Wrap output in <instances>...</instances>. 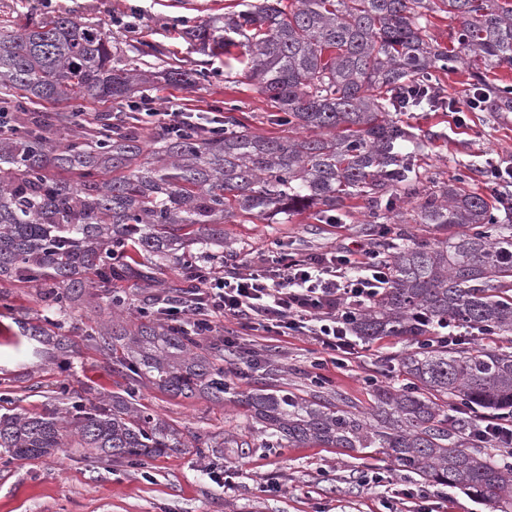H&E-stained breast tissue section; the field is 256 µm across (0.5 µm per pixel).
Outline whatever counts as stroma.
<instances>
[{"label":"stroma","mask_w":512,"mask_h":512,"mask_svg":"<svg viewBox=\"0 0 512 512\" xmlns=\"http://www.w3.org/2000/svg\"><path fill=\"white\" fill-rule=\"evenodd\" d=\"M244 0H0V20L20 27L45 15L70 13L100 23L119 41L131 39L158 46L167 57L188 68L214 70L215 78L199 87L165 85L159 98L184 101L193 111H210L218 104L235 109L256 132L286 134L283 126L264 123L273 103L243 77L246 59L240 47L210 57L193 50L188 27L240 10ZM145 12L136 33L116 26V19L133 9ZM486 112H469L463 122L446 110L403 113L404 123L428 134L425 150V191L464 180L471 191H491L486 170L512 166V112L501 100L489 102ZM378 227L363 221L361 206H350L340 223L326 224L317 208L290 216L282 224H266L239 216L224 227V251L244 261L277 247L291 252H322L364 239ZM38 289L19 283H0V391L19 411L41 413L62 391L92 385L115 390L117 378L88 334L107 319V311L82 308L68 322L71 344L68 360L33 357V341L24 337L20 319L40 309ZM235 336L242 350H259L276 370L278 385L300 394L332 396L365 411L380 386L404 387L398 359L406 343L385 338L361 343L344 366L327 362L325 382L312 380V364L324 356L321 348L302 336H275L262 331L242 334L239 325L218 321L214 335L203 345L220 346ZM139 401L149 411L207 436L239 440L236 448H221L204 456L190 453L147 460L143 465L112 467L83 460L75 448L55 455L4 464L0 462V512H417L419 492H427L430 512H496L461 491L432 486L414 473L400 470L385 455L369 459L341 448H274L271 438L250 426L244 410L231 402L213 403L204 397L172 398L143 387ZM221 466L227 480L218 486L205 472Z\"/></svg>","instance_id":"obj_1"}]
</instances>
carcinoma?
<instances>
[{
  "label": "carcinoma",
  "instance_id": "carcinoma-1",
  "mask_svg": "<svg viewBox=\"0 0 512 512\" xmlns=\"http://www.w3.org/2000/svg\"><path fill=\"white\" fill-rule=\"evenodd\" d=\"M436 12L458 22L457 48L429 41ZM192 35L216 56L242 45L246 78L282 112L270 121L291 131L261 135L232 115L224 134L205 137L194 128L158 136L121 118L85 129L75 122L82 101L141 112L156 74L126 63L98 24L52 15L0 26V106L18 113L0 129V280L45 289L47 314L22 331L62 357L70 341L61 328L74 310L113 312L89 336L125 379L121 394L89 386L48 413L19 412L3 398L0 459L50 456L69 438L85 460L107 466L197 450L201 434L136 404V389L151 385L173 398L230 397L279 448L384 453L433 486L508 512L512 469L468 446L448 400L512 408V352L448 347L434 337L449 323L512 332V215H497L503 196L495 209L458 184L420 194L424 143L396 115L448 105L439 70L467 69L474 59L483 70L511 67L512 0H256ZM160 64L169 83L207 78L176 61ZM38 101H65L70 111H29ZM398 191L416 199V223L466 230L432 244L381 242L388 284L358 313L354 333L410 343L401 370L413 388L377 389L367 413L275 384L235 391L223 354L152 311L192 287L186 278L165 295L145 294L135 320L123 316L128 297L115 283L159 288L164 268L213 260L238 212L269 220L316 206L326 218L360 198L367 223L403 224L393 206Z\"/></svg>",
  "mask_w": 512,
  "mask_h": 512
}]
</instances>
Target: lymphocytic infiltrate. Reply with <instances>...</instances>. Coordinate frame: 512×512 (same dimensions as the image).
Segmentation results:
<instances>
[{
    "instance_id": "lymphocytic-infiltrate-1",
    "label": "lymphocytic infiltrate",
    "mask_w": 512,
    "mask_h": 512,
    "mask_svg": "<svg viewBox=\"0 0 512 512\" xmlns=\"http://www.w3.org/2000/svg\"><path fill=\"white\" fill-rule=\"evenodd\" d=\"M373 242L325 253L256 260L229 267L192 265L194 289L170 306L169 314L193 322L201 335L217 319L241 329L281 336H306L328 354L350 358L357 342L350 323L387 280Z\"/></svg>"
}]
</instances>
